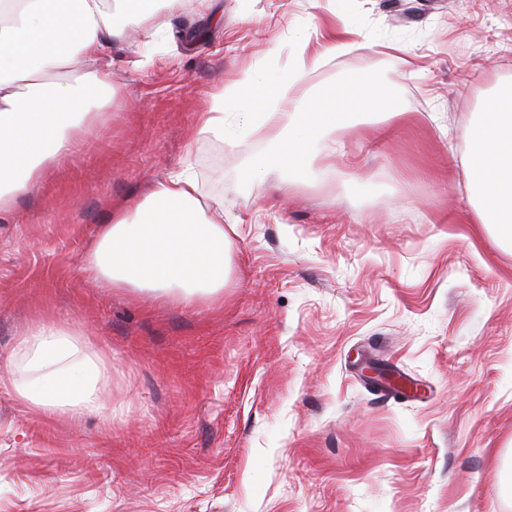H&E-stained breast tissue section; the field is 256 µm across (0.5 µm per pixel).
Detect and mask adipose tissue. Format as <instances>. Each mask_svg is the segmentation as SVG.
Listing matches in <instances>:
<instances>
[{
	"mask_svg": "<svg viewBox=\"0 0 512 512\" xmlns=\"http://www.w3.org/2000/svg\"><path fill=\"white\" fill-rule=\"evenodd\" d=\"M182 0H0V214L29 192L44 166L84 136L90 110L105 111L115 89L113 43L125 36L127 19L151 26L160 8ZM347 47L300 56L288 70L252 75L232 94H221L211 111L199 113L198 131L237 140L267 129L276 144L272 159L246 174L270 168L305 174L325 149L327 134L347 130L360 112L384 107L365 81L329 86L303 109L283 106V90ZM468 190L479 200L480 223L495 226L512 243V82L496 87L475 127L464 135ZM197 179L181 170L152 182L136 202L117 208L89 248L84 272L111 288L183 304L196 296L215 299L226 283L224 203L202 205ZM25 365L14 384L17 399L36 417L78 420L104 414L99 380L102 358L84 355L74 332L42 319L27 328L0 361Z\"/></svg>",
	"mask_w": 512,
	"mask_h": 512,
	"instance_id": "ef3b65f1",
	"label": "adipose tissue"
}]
</instances>
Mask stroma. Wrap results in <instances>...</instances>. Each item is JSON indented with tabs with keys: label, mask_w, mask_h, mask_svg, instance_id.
Wrapping results in <instances>:
<instances>
[{
	"label": "stroma",
	"mask_w": 512,
	"mask_h": 512,
	"mask_svg": "<svg viewBox=\"0 0 512 512\" xmlns=\"http://www.w3.org/2000/svg\"><path fill=\"white\" fill-rule=\"evenodd\" d=\"M155 22L178 38L133 29L109 112L0 216V357L50 317L112 376L107 424L35 419L0 388V512H512V246L479 223L461 163L512 80V0H188ZM347 28L355 48L289 102L362 77L398 114L339 136L342 181H242L269 133L203 136L198 113ZM186 168L202 204L224 202L223 297L85 275L113 207ZM371 362L418 393L370 385Z\"/></svg>",
	"instance_id": "stroma-1"
}]
</instances>
